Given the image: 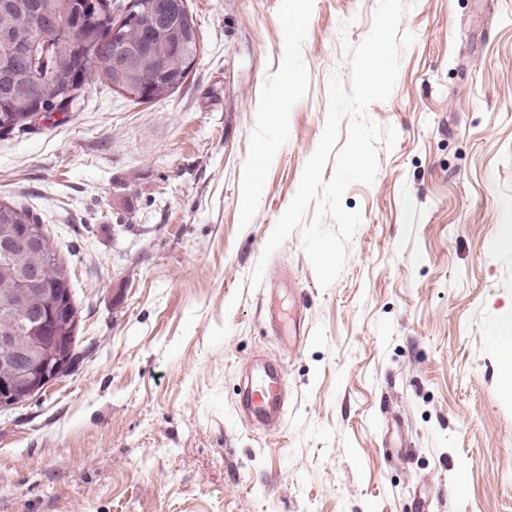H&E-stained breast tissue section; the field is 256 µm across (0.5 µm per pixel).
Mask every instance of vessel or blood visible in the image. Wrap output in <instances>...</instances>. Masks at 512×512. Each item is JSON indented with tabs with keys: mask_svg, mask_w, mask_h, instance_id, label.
<instances>
[{
	"mask_svg": "<svg viewBox=\"0 0 512 512\" xmlns=\"http://www.w3.org/2000/svg\"><path fill=\"white\" fill-rule=\"evenodd\" d=\"M283 388L279 365L266 363L259 374L251 377L241 397L242 412L260 428L279 423L285 413Z\"/></svg>",
	"mask_w": 512,
	"mask_h": 512,
	"instance_id": "vessel-or-blood-1",
	"label": "vessel or blood"
}]
</instances>
